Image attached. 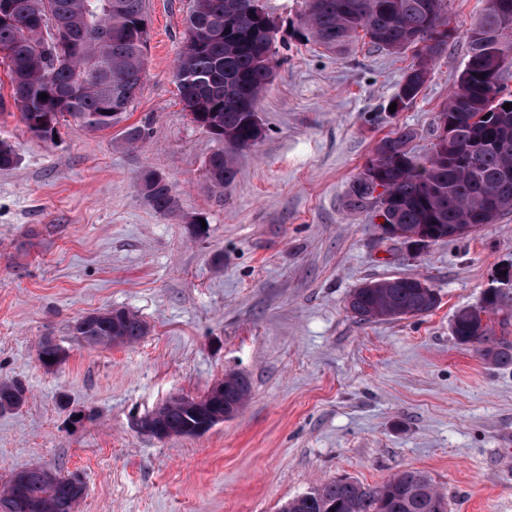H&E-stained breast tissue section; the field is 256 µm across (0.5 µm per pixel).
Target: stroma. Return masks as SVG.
<instances>
[{"label": "stroma", "instance_id": "35a3bbf8", "mask_svg": "<svg viewBox=\"0 0 512 512\" xmlns=\"http://www.w3.org/2000/svg\"><path fill=\"white\" fill-rule=\"evenodd\" d=\"M145 2L141 92L110 129L69 121L56 139L32 138L0 63V139L20 148L0 170V379L28 388L21 409L0 413V476L33 465L79 475L77 512H278L337 477L376 486L418 470L448 512H512V366L452 334L456 311L512 265V215L413 253L349 205L381 138L407 127L416 154L428 152L485 0H448L455 37L394 113L412 52L364 39L326 50L297 33L303 0H264L277 29L263 137L221 191L205 173L218 144L189 120L173 78L191 0ZM129 126L146 132L133 146ZM148 171L172 185L176 214L144 199ZM196 218L204 237L188 232ZM392 276L425 280L436 309L356 322L350 292ZM114 308L147 334L75 339L77 319ZM46 336L70 350L51 369L38 358ZM230 373L251 383L233 418L193 437L139 432L141 416Z\"/></svg>", "mask_w": 512, "mask_h": 512}]
</instances>
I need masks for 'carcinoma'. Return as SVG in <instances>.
<instances>
[{
    "instance_id": "carcinoma-1",
    "label": "carcinoma",
    "mask_w": 512,
    "mask_h": 512,
    "mask_svg": "<svg viewBox=\"0 0 512 512\" xmlns=\"http://www.w3.org/2000/svg\"><path fill=\"white\" fill-rule=\"evenodd\" d=\"M122 11H106V0H10L11 11L0 18V49L7 48L10 97L32 137L53 136L61 122L72 119L91 131L108 129L123 120L125 109L136 100L145 74L148 22L145 0H121ZM486 0L478 20L468 29L467 60L458 87L441 113L457 121V143L472 147L467 156L433 144L419 156L407 148L416 138L410 128H400L380 139L368 160L375 179L357 177L349 192L350 205L376 216L379 197L376 184L387 195V212L394 224L430 229L440 240L448 227L459 224H495L512 214V109L504 111L505 77L512 73V57H502L488 42L498 34L512 43V13ZM303 24L298 34L329 50L341 52L360 36L382 49L400 54L415 50L391 102L400 112L420 94L430 63L442 53L453 35L434 48L428 41L448 27L446 0H304ZM271 15L260 0H200V9L186 19L187 36L177 57L175 79L184 110L192 122L221 144L205 162L209 182L222 189L236 178L238 153L262 137L254 120L262 92L274 75L269 34ZM54 19L70 33L96 28L112 31L110 39L88 38L82 55L90 58L51 62L41 47L39 22ZM228 29L224 36L213 31ZM495 73L496 81L484 76ZM47 98L41 99L39 95ZM124 102V110H110L109 98ZM489 118H483V115ZM15 145L0 140V169L17 163ZM142 195L152 209L174 215L177 201L172 185L160 174L148 171L140 181ZM375 288H356L347 307L360 322H374L382 314L393 319L432 312L438 297L431 288L418 287L413 277L375 281ZM74 332L93 344L109 345L116 338L131 344L146 334V325L133 312L113 309L79 320ZM455 339L468 343L472 334L466 317L456 313ZM478 351L496 365H512V343L496 336L492 325ZM59 347L51 338L40 343V360L49 368L58 360ZM28 390L17 380L0 382V413L20 409ZM251 387L242 376L224 380V391L210 399L211 411H239L249 400ZM200 413L174 399L166 403L160 418L147 414L142 427L158 435L159 427L189 430ZM22 492L27 512H69L79 495L71 478L46 470H23ZM279 512H448L445 496L419 471L399 472L378 486L347 479L331 480L286 501Z\"/></svg>"
}]
</instances>
